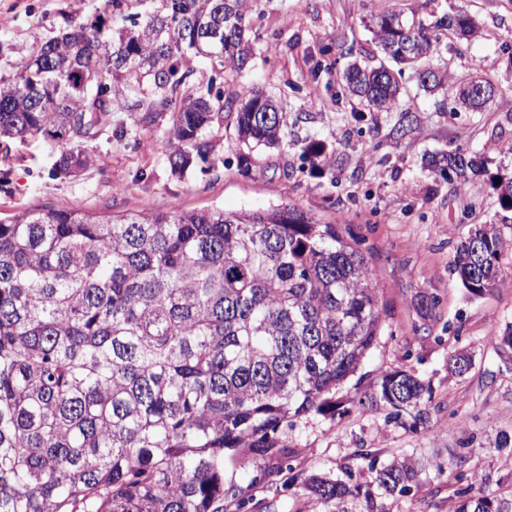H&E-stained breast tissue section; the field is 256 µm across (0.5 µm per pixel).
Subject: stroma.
Segmentation results:
<instances>
[{"instance_id": "1", "label": "stroma", "mask_w": 512, "mask_h": 512, "mask_svg": "<svg viewBox=\"0 0 512 512\" xmlns=\"http://www.w3.org/2000/svg\"><path fill=\"white\" fill-rule=\"evenodd\" d=\"M464 7L477 37L449 41L433 67L452 84L480 73L499 88L483 112L456 107L450 87L426 92L412 70L386 112H372L342 95L340 75L352 58L377 53L368 18L405 8L441 17ZM253 62L216 81L224 93L253 89L282 97L289 113L280 145H238L235 115L224 118L207 162L173 174L166 130L170 113L142 124V110L125 101L83 149L92 165L53 176L55 148L43 138L0 142V223L27 208H77L100 218L151 207L160 211L225 212L296 206L323 222L347 225L374 269L382 318L376 345L336 393V411L282 424L278 435L293 449L290 467L265 480L224 453V485L241 491L244 512H309L302 490L312 474L373 482L371 464L418 460L423 470L409 492L382 496L385 512H448L455 476L486 479L512 489V459L493 448L512 433V370L496 344L512 321V270L504 284L474 297L452 271L460 241L477 224L496 225L512 244V212L492 186L499 164L512 162V0H255ZM103 17L108 28L128 26L107 0H0V80L12 79L37 41ZM478 154L486 165L466 190L426 161L442 152ZM436 299L430 319L418 303ZM469 351L473 365L458 377L449 356ZM408 370L429 386V420L392 418L373 402L383 373ZM369 458L358 457L359 449Z\"/></svg>"}]
</instances>
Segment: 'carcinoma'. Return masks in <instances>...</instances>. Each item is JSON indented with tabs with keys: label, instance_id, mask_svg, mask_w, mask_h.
I'll use <instances>...</instances> for the list:
<instances>
[{
	"label": "carcinoma",
	"instance_id": "carcinoma-1",
	"mask_svg": "<svg viewBox=\"0 0 512 512\" xmlns=\"http://www.w3.org/2000/svg\"><path fill=\"white\" fill-rule=\"evenodd\" d=\"M150 8L131 29L103 36L105 20L41 41L27 65L0 81V141L41 136L59 153L56 173L87 167L73 143L97 133L130 96L142 123L172 113L173 173L206 159L224 111H236L238 144L281 142L288 112L259 92L224 99L214 81L177 94L189 55L217 58L237 74L255 57L251 0H112ZM474 37L465 9L426 25L400 14L372 21L380 52L397 62L438 54L440 30ZM108 77L99 88L95 71ZM420 85L448 74L417 70ZM344 91L375 111L397 104L400 85L384 64H349ZM433 166L464 187L486 160L459 150ZM493 177L512 210V165ZM508 249L493 224L460 243L453 272L474 296L498 288ZM381 316L375 276L342 225L298 207L143 208L103 222L79 209L35 208L0 224V512H225L224 449L240 466L279 474L292 451L276 437L294 418L321 414L374 347ZM512 367V324L496 337ZM456 351L449 371L465 375ZM375 401L427 421L430 391L407 371L381 378ZM416 464L394 460L375 487L311 475L315 512H350L364 494L404 491ZM452 512H512V492L469 484Z\"/></svg>",
	"mask_w": 512,
	"mask_h": 512
}]
</instances>
